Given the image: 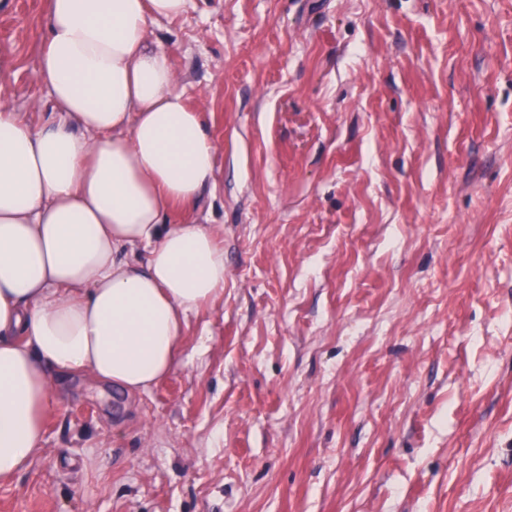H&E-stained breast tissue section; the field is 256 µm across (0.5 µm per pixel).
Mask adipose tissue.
<instances>
[{
  "mask_svg": "<svg viewBox=\"0 0 512 512\" xmlns=\"http://www.w3.org/2000/svg\"><path fill=\"white\" fill-rule=\"evenodd\" d=\"M186 7L48 0L37 77L53 112L33 123L0 86V481L41 452L58 384L149 390L224 297L219 228L189 217L215 144L150 40Z\"/></svg>",
  "mask_w": 512,
  "mask_h": 512,
  "instance_id": "ef3b65f1",
  "label": "adipose tissue"
}]
</instances>
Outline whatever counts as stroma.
<instances>
[{
    "label": "stroma",
    "instance_id": "35a3bbf8",
    "mask_svg": "<svg viewBox=\"0 0 512 512\" xmlns=\"http://www.w3.org/2000/svg\"><path fill=\"white\" fill-rule=\"evenodd\" d=\"M47 0H0V84ZM224 298L148 391L71 381L0 512H512V0H189Z\"/></svg>",
    "mask_w": 512,
    "mask_h": 512
}]
</instances>
